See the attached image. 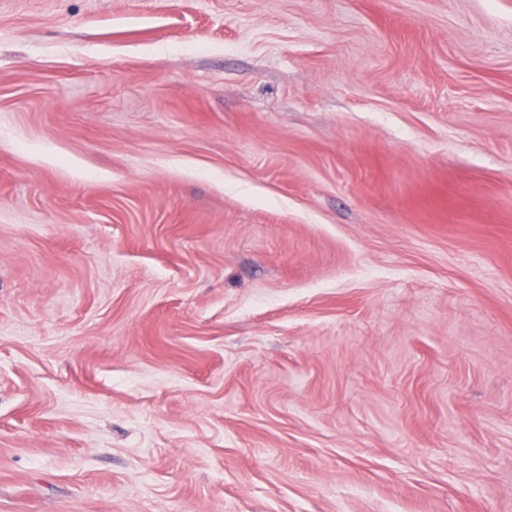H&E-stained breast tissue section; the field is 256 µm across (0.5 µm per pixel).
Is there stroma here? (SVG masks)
I'll use <instances>...</instances> for the list:
<instances>
[{
  "label": "stroma",
  "mask_w": 512,
  "mask_h": 512,
  "mask_svg": "<svg viewBox=\"0 0 512 512\" xmlns=\"http://www.w3.org/2000/svg\"><path fill=\"white\" fill-rule=\"evenodd\" d=\"M0 512H512V0H0Z\"/></svg>",
  "instance_id": "obj_1"
}]
</instances>
